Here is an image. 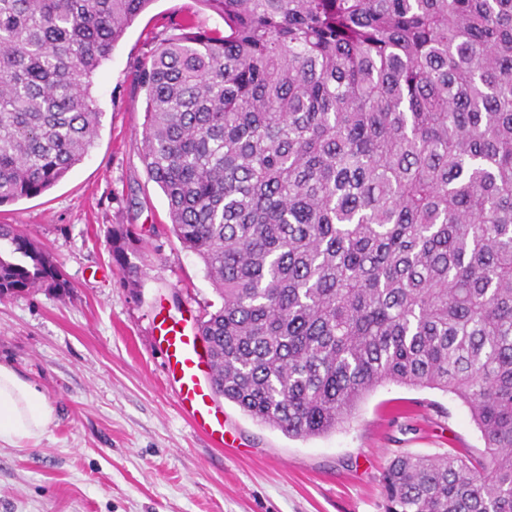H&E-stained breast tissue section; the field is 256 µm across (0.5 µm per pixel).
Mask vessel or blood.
Here are the masks:
<instances>
[{
    "instance_id": "obj_1",
    "label": "vessel or blood",
    "mask_w": 512,
    "mask_h": 512,
    "mask_svg": "<svg viewBox=\"0 0 512 512\" xmlns=\"http://www.w3.org/2000/svg\"><path fill=\"white\" fill-rule=\"evenodd\" d=\"M153 340L164 357L180 410L215 447H227L224 420L215 402V366L208 347L202 346L196 331L170 317L155 322Z\"/></svg>"
}]
</instances>
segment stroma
<instances>
[{
	"instance_id": "stroma-1",
	"label": "stroma",
	"mask_w": 512,
	"mask_h": 512,
	"mask_svg": "<svg viewBox=\"0 0 512 512\" xmlns=\"http://www.w3.org/2000/svg\"><path fill=\"white\" fill-rule=\"evenodd\" d=\"M194 18L223 19L203 0H154L95 74L102 114L94 147L56 186L0 207L69 281L58 298L0 300V363L36 383L54 409L38 442L0 445V512H383L393 454L477 455L468 408L438 390L378 387L344 428L292 438L217 397L233 447L193 430L164 379L157 314L195 321L220 299L201 260L170 230L168 203L141 159L152 40ZM131 224L145 258L138 287L113 263L112 225Z\"/></svg>"
}]
</instances>
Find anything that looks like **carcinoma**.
Instances as JSON below:
<instances>
[{
  "label": "carcinoma",
  "mask_w": 512,
  "mask_h": 512,
  "mask_svg": "<svg viewBox=\"0 0 512 512\" xmlns=\"http://www.w3.org/2000/svg\"><path fill=\"white\" fill-rule=\"evenodd\" d=\"M153 0H0V206L88 155L93 76ZM152 51L142 160L221 306L217 395L290 437L385 383L465 404L485 449L396 454L384 512H512V0H201ZM109 254L137 286L134 230ZM0 299L69 292L0 224Z\"/></svg>",
  "instance_id": "cac0c4a2"
}]
</instances>
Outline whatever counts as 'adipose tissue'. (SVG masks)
I'll use <instances>...</instances> for the list:
<instances>
[{"label":"adipose tissue","mask_w":512,"mask_h":512,"mask_svg":"<svg viewBox=\"0 0 512 512\" xmlns=\"http://www.w3.org/2000/svg\"><path fill=\"white\" fill-rule=\"evenodd\" d=\"M54 421V410L39 388L0 364V443L39 440Z\"/></svg>","instance_id":"1"}]
</instances>
